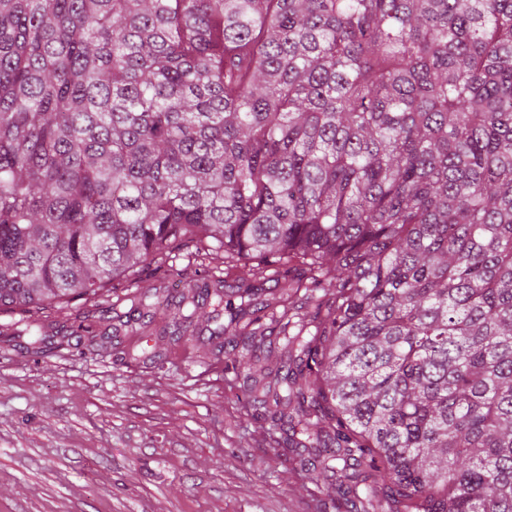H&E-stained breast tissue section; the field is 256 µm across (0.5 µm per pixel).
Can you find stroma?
Returning a JSON list of instances; mask_svg holds the SVG:
<instances>
[{"mask_svg":"<svg viewBox=\"0 0 512 512\" xmlns=\"http://www.w3.org/2000/svg\"><path fill=\"white\" fill-rule=\"evenodd\" d=\"M177 246L130 290L176 287L223 267ZM85 300L38 314L54 343H0V512H333L315 475L293 468L248 416L216 342L143 335L119 348L62 336Z\"/></svg>","mask_w":512,"mask_h":512,"instance_id":"stroma-1","label":"stroma"}]
</instances>
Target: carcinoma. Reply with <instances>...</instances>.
I'll use <instances>...</instances> for the list:
<instances>
[{
  "label": "carcinoma",
  "instance_id": "cac0c4a2",
  "mask_svg": "<svg viewBox=\"0 0 512 512\" xmlns=\"http://www.w3.org/2000/svg\"><path fill=\"white\" fill-rule=\"evenodd\" d=\"M186 240L239 279L127 326L209 308L336 512H512V0H0V309L110 312Z\"/></svg>",
  "mask_w": 512,
  "mask_h": 512
}]
</instances>
